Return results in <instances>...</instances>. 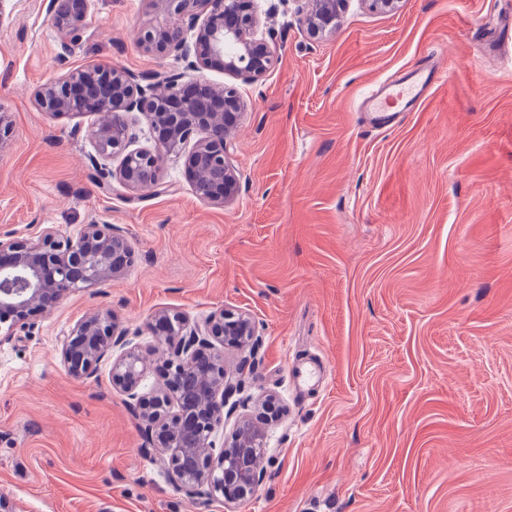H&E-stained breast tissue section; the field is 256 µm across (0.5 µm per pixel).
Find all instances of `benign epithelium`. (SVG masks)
I'll return each instance as SVG.
<instances>
[{"mask_svg":"<svg viewBox=\"0 0 512 512\" xmlns=\"http://www.w3.org/2000/svg\"><path fill=\"white\" fill-rule=\"evenodd\" d=\"M164 24L139 30L145 51L174 55L184 71L137 77L115 66L93 65L71 70L37 89L39 108L51 116H100L88 138L105 157H120L116 170L102 173L132 191L167 188L160 161L178 156L194 142L188 158L192 182L206 180L219 168L223 181L202 200L233 203L240 176L230 161L237 118L245 103L233 87L189 72L220 65L245 83H255L274 64V52L259 33L253 0H152ZM306 32L319 38L340 24L348 0H293ZM56 16L75 25L85 0H51ZM137 112L162 135L151 149L133 147L126 115ZM133 250L122 228L87 224L75 239L47 224L33 237L0 236V343L14 328L55 308L70 293L104 285L126 272ZM155 348L166 355L168 370L155 396L145 403L141 385L150 366L137 343L108 311L79 321L61 346L68 371L90 378L99 363L112 358V386L129 400L156 465L187 497L224 502L227 509L256 496L265 477L263 461L273 458L261 427L250 414L252 398L242 396L241 380L224 371V347L256 359L261 339L251 316L221 307L203 321L184 313L155 312L147 321ZM232 425L218 448L212 435Z\"/></svg>","mask_w":512,"mask_h":512,"instance_id":"benign-epithelium-1","label":"benign epithelium"}]
</instances>
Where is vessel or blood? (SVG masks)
I'll return each instance as SVG.
<instances>
[{
    "label": "vessel or blood",
    "mask_w": 512,
    "mask_h": 512,
    "mask_svg": "<svg viewBox=\"0 0 512 512\" xmlns=\"http://www.w3.org/2000/svg\"><path fill=\"white\" fill-rule=\"evenodd\" d=\"M440 77L441 72L434 65L404 71L386 79L366 96L362 102V110L372 123H388L395 118L393 106L399 104L404 111H411Z\"/></svg>",
    "instance_id": "obj_1"
}]
</instances>
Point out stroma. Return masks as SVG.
I'll use <instances>...</instances> for the list:
<instances>
[{"mask_svg": "<svg viewBox=\"0 0 512 512\" xmlns=\"http://www.w3.org/2000/svg\"><path fill=\"white\" fill-rule=\"evenodd\" d=\"M277 61L246 84L206 80L247 103L230 150L235 203L200 199L184 157L166 191L107 181L118 162L87 131L98 115L53 118L41 85L75 68L176 74L138 30L151 0H86L61 34L50 0H0V235L54 224L123 227L126 273L76 291L0 344V496L16 512H229L191 502L143 449L114 389L112 361L70 374L60 349L78 321L111 312L142 352L156 311L201 321L248 313L259 362L224 351L252 399L283 416L258 495L230 512H512V42L496 30L512 0H349L341 25L310 38L292 0H258ZM444 62L412 112L377 130L360 101L403 70ZM322 362L299 396L291 358Z\"/></svg>", "mask_w": 512, "mask_h": 512, "instance_id": "stroma-1", "label": "stroma"}]
</instances>
